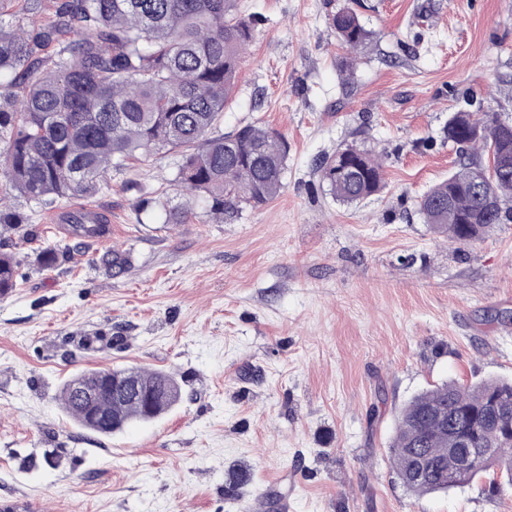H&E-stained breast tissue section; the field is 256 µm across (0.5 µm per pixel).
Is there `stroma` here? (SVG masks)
Wrapping results in <instances>:
<instances>
[{"mask_svg":"<svg viewBox=\"0 0 512 512\" xmlns=\"http://www.w3.org/2000/svg\"><path fill=\"white\" fill-rule=\"evenodd\" d=\"M372 32L351 74L330 19ZM258 16L223 131L255 123L288 144L284 188L218 223L174 181L178 153L138 156L93 194L0 230L19 263L0 296V504L46 512H512L485 476L421 497L389 462L401 407L445 383L512 379V224L456 247L419 197L465 152L455 112L512 118V0H239ZM378 157L384 189L346 205L318 157ZM189 210L137 213L140 196ZM93 207L110 235L53 219ZM68 248L40 269L42 243ZM130 251L117 277L97 263ZM175 375L161 418L102 436L58 395L92 368Z\"/></svg>","mask_w":512,"mask_h":512,"instance_id":"stroma-1","label":"stroma"}]
</instances>
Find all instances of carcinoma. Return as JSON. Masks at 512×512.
Masks as SVG:
<instances>
[{
    "label": "carcinoma",
    "mask_w": 512,
    "mask_h": 512,
    "mask_svg": "<svg viewBox=\"0 0 512 512\" xmlns=\"http://www.w3.org/2000/svg\"><path fill=\"white\" fill-rule=\"evenodd\" d=\"M0 3V189L26 203L46 207L58 199L93 194L112 170L140 154L178 149L182 161L175 182L202 196L210 210L228 220L242 205L260 206L283 187L288 147L279 134L256 125L221 130L224 105L234 88L243 50L256 19L239 14L238 0H55V19L5 31ZM340 45L349 53L373 34L351 7L332 18ZM445 138L474 151L447 179L431 186L417 203L425 223L458 244L479 239L497 224L512 223V166L502 170L492 155V180L478 187L470 169L489 148L512 144L494 112H455ZM317 169L335 199L358 203L383 186L382 165L363 150L340 147L318 160ZM164 224H183L188 210L163 208ZM72 233L95 238L105 219L76 210ZM63 257L55 245L35 255L43 270ZM128 254L109 250L99 263L123 274ZM17 262L0 255V295L17 285ZM133 373L143 390L166 396L153 411L135 399L110 397L102 371L75 375L98 393L102 418L91 422L85 408L61 387L65 411L83 428L110 436L134 422H149L176 405L181 388L163 370L116 368ZM512 428V379L470 385L444 383L415 395L401 410L390 445L393 471L414 495L464 488L496 472L512 485V445L501 446ZM493 451L473 470L462 472L448 452V438L469 436ZM426 473L413 474L420 465Z\"/></svg>",
    "instance_id": "cac0c4a2"
}]
</instances>
